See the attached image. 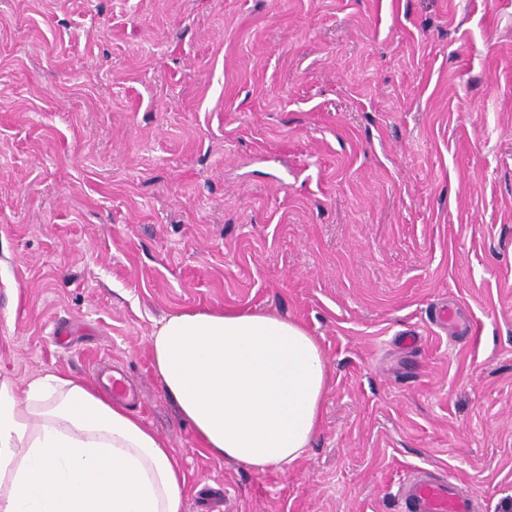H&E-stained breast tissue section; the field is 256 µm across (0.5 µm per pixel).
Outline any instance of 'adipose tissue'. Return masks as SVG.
<instances>
[{
  "label": "adipose tissue",
  "instance_id": "adipose-tissue-1",
  "mask_svg": "<svg viewBox=\"0 0 512 512\" xmlns=\"http://www.w3.org/2000/svg\"><path fill=\"white\" fill-rule=\"evenodd\" d=\"M152 363L206 453L257 472L309 448L329 387L325 353L268 311L181 310L157 322ZM179 456L91 384L0 376V512H180Z\"/></svg>",
  "mask_w": 512,
  "mask_h": 512
}]
</instances>
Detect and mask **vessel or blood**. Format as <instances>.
<instances>
[{
    "mask_svg": "<svg viewBox=\"0 0 512 512\" xmlns=\"http://www.w3.org/2000/svg\"><path fill=\"white\" fill-rule=\"evenodd\" d=\"M400 512H475L463 484L428 468L413 470L398 489Z\"/></svg>",
    "mask_w": 512,
    "mask_h": 512,
    "instance_id": "1",
    "label": "vessel or blood"
}]
</instances>
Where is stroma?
Returning a JSON list of instances; mask_svg holds the SVG:
<instances>
[{"label": "stroma", "mask_w": 512, "mask_h": 512, "mask_svg": "<svg viewBox=\"0 0 512 512\" xmlns=\"http://www.w3.org/2000/svg\"><path fill=\"white\" fill-rule=\"evenodd\" d=\"M191 308L321 343L294 464L200 452L149 348ZM99 362L181 512H398L417 467L512 512V0H0V375Z\"/></svg>", "instance_id": "stroma-1"}]
</instances>
